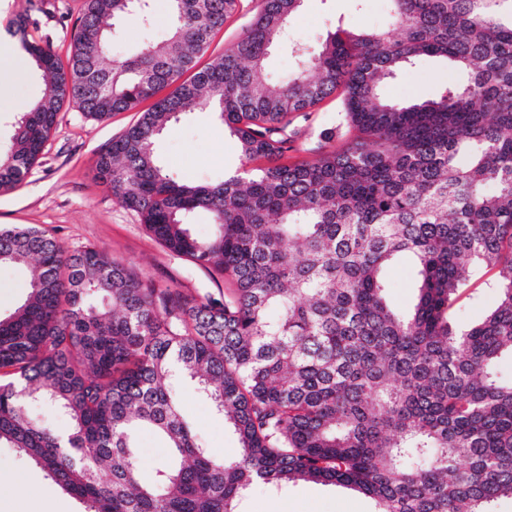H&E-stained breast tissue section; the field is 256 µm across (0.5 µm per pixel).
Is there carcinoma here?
<instances>
[{"instance_id": "obj_1", "label": "carcinoma", "mask_w": 512, "mask_h": 512, "mask_svg": "<svg viewBox=\"0 0 512 512\" xmlns=\"http://www.w3.org/2000/svg\"><path fill=\"white\" fill-rule=\"evenodd\" d=\"M152 2L84 0L65 60L28 38L30 15L16 18L44 92L0 152V188L26 179L65 102L103 122L151 99L98 154V174L165 249L231 287L197 301L95 246L70 253L37 227L0 228V265L30 286L0 317V446L85 512H236L252 487L297 483L348 487L377 512L512 499V378L499 373L512 358V0H389L388 29L338 27L314 49L288 39L301 0H265L201 69L240 0H169L165 38L106 65L107 21L150 28ZM276 44L296 59L286 80L265 74ZM421 57L449 61L448 84L421 103L388 99L386 81ZM333 94L345 144L279 162L295 122ZM202 110L242 159L219 183L165 173L154 152ZM199 212L207 237L189 228ZM402 257L415 274L406 311L386 299ZM477 266L493 299L462 330L449 314ZM177 376L224 415L239 457L196 439ZM39 402L70 420L66 434L28 412ZM142 429L169 448L147 481Z\"/></svg>"}]
</instances>
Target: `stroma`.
<instances>
[{"mask_svg": "<svg viewBox=\"0 0 512 512\" xmlns=\"http://www.w3.org/2000/svg\"><path fill=\"white\" fill-rule=\"evenodd\" d=\"M83 0H44L32 10L30 0H0V28L16 16L31 13L37 23L34 36L49 38L59 56H67L70 32L81 14ZM264 0H241L236 13L216 34L208 52L223 53L243 35ZM387 0H303L290 23L292 40L313 46L328 32L382 29L388 23ZM451 76L447 61L424 57L388 82L386 92L397 102L413 103L434 98ZM41 75L27 70L16 80L10 67L0 68V142L8 143L15 112L11 105L31 104L42 95ZM336 98H328L302 122L303 132L293 142L289 162L314 159L340 148L335 137ZM138 119L134 112H116L104 122L87 117L75 104H64L57 126L45 145L41 160L27 178L11 190H0V227L30 225L46 230L69 251L87 245L104 250L137 273L153 277L161 285L195 297L219 296L225 284L220 276L184 257L170 253L146 230L140 216L123 207L110 185L97 176L95 160L113 138ZM162 166L184 181H220L236 171L241 157L236 139L213 113L193 112L173 125L155 144ZM488 276L477 269L471 293L461 299L453 314L462 325L478 322L489 304ZM181 412L198 438L224 458H236L240 444L224 418L202 400L191 386L179 388ZM22 479L23 496L37 501L51 497L57 512H82L79 500L55 486L45 473L15 449L0 447V483ZM238 512H375V504L362 493L342 486L296 484L272 491L253 487L237 505Z\"/></svg>", "mask_w": 512, "mask_h": 512, "instance_id": "35a3bbf8", "label": "stroma"}]
</instances>
